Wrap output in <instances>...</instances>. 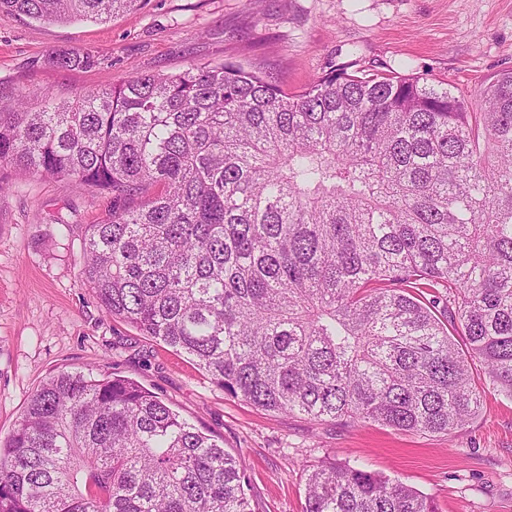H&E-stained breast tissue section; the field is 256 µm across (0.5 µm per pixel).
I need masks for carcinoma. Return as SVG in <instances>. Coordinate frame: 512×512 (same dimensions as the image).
<instances>
[{"mask_svg":"<svg viewBox=\"0 0 512 512\" xmlns=\"http://www.w3.org/2000/svg\"><path fill=\"white\" fill-rule=\"evenodd\" d=\"M147 0H0L106 22ZM59 69L91 68L55 52ZM476 110L342 66L300 91L230 63L131 69L68 101L0 96V166L112 193L84 279L105 315L266 412L448 435L512 399V69ZM245 468L154 393L60 372L0 445V512H252ZM302 512H436L324 460Z\"/></svg>","mask_w":512,"mask_h":512,"instance_id":"1","label":"carcinoma"}]
</instances>
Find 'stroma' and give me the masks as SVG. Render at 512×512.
Here are the masks:
<instances>
[{
  "label": "stroma",
  "instance_id": "stroma-1",
  "mask_svg": "<svg viewBox=\"0 0 512 512\" xmlns=\"http://www.w3.org/2000/svg\"><path fill=\"white\" fill-rule=\"evenodd\" d=\"M96 59L59 70L55 51ZM233 62L298 91L335 68L398 71L475 100L512 69V0H147L108 23H40L0 12V94L71 99L131 69L175 73ZM107 192L0 170V440L31 394L62 371L103 369L155 393L233 455L252 512H302L307 477L331 458L430 496L438 512H512V399L487 388L482 412L443 436L375 423L343 426L263 411L215 386L186 356L105 316L82 274L87 225Z\"/></svg>",
  "mask_w": 512,
  "mask_h": 512
}]
</instances>
